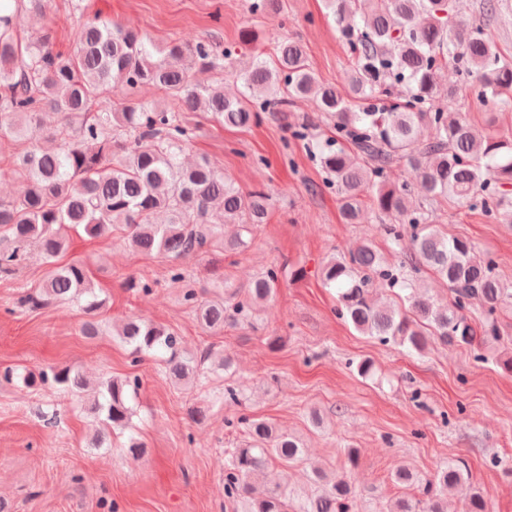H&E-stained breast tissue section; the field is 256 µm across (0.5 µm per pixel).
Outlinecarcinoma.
<instances>
[{
    "label": "carcinoma",
    "instance_id": "cac0c4a2",
    "mask_svg": "<svg viewBox=\"0 0 512 512\" xmlns=\"http://www.w3.org/2000/svg\"><path fill=\"white\" fill-rule=\"evenodd\" d=\"M343 35L357 52V66L347 76L351 98L364 104L353 110L335 85L321 83L296 40L277 42L272 60L257 55L237 75L243 92L224 95V83L199 84L183 70L185 55L198 59L204 71L224 70L232 51L215 42L185 45L171 41L163 48L152 40L100 15L85 13L75 31L74 47L55 51L43 35L22 42L15 15L0 5V135L30 143L13 160L20 190L0 200V271L11 272L34 244L49 265L39 288L21 304L36 310L71 301L86 316L82 333L96 336V320L106 300L90 284L79 261L57 264L69 228L98 237L121 230L134 250L163 252L175 259L213 248L241 253L251 244L257 224L266 222L271 198L263 190L244 192L224 178V170L204 160L191 166L180 155L196 134L187 113L202 108L229 127H246L269 108L280 112L313 95L319 111L336 127V137L311 141L308 149L336 188L345 224L363 220V192L374 187L373 205L385 216L407 219L385 224L396 260H387L369 240L348 255H334L323 266V283L337 293V315L355 330L423 352L434 336L470 347L477 362L502 339V317L512 315V288L504 286L489 255L476 254L470 241L448 236L436 227L434 203L441 199L475 206L486 216L512 224V141L479 138L450 110L458 89L439 82L443 66L475 76L476 98L494 120L512 108V61L505 58L477 24L454 22V0H325ZM130 88L153 85L172 99L167 105L129 101L112 106V83ZM61 115L48 132L52 147L39 144L43 113ZM427 126L433 136L418 142ZM405 164L420 173L424 201L415 204L408 183L386 180L390 168ZM238 224L241 233L224 240V225ZM431 271L448 285V302L421 294L413 275ZM281 270L271 267L244 290L209 299L193 288L183 294L199 324L222 331L271 300ZM404 293L408 308L380 305L372 296L375 280ZM131 347L133 362L145 354L167 356L170 378L188 387L196 383L206 362L226 373L234 371L231 354L214 358L210 350L184 351L177 333L164 325L130 317L113 329ZM79 394L89 386L76 366L41 369L22 377ZM138 381L109 378L97 382L92 409L105 415L114 429L129 426V392ZM247 440L232 449L224 463V494L232 512H352L354 489L342 474L313 470L319 488L301 496L289 485L268 487L261 476L267 464L290 468L301 461L299 438L275 424L247 413L235 416ZM392 480L416 490L411 498L391 501L387 512H448V493L461 495L462 512H487L486 501L471 482L466 461L457 458L431 475L403 466Z\"/></svg>",
    "mask_w": 512,
    "mask_h": 512
}]
</instances>
